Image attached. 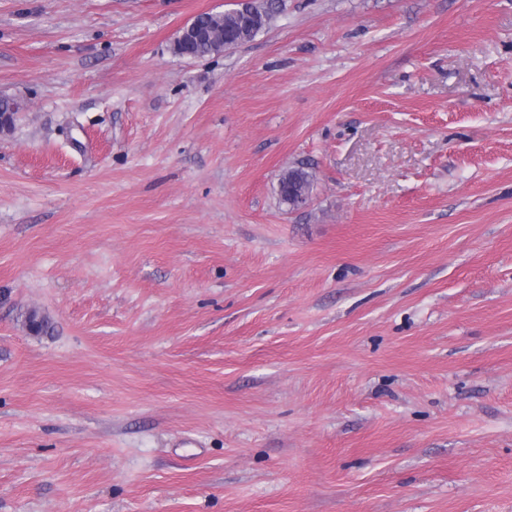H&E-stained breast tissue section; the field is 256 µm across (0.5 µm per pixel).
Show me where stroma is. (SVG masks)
Here are the masks:
<instances>
[{
    "mask_svg": "<svg viewBox=\"0 0 512 512\" xmlns=\"http://www.w3.org/2000/svg\"><path fill=\"white\" fill-rule=\"evenodd\" d=\"M236 2L0 0V512H512V0ZM237 6V8L224 12L205 13L202 18L210 28L221 30L223 37H225V34L227 36H234L238 40L239 45H242L253 40L260 32L256 34L241 26V12L238 4ZM312 184L313 175L303 167L286 171L279 182L281 201L293 208L304 204L309 197Z\"/></svg>",
    "mask_w": 512,
    "mask_h": 512,
    "instance_id": "obj_1",
    "label": "stroma"
}]
</instances>
